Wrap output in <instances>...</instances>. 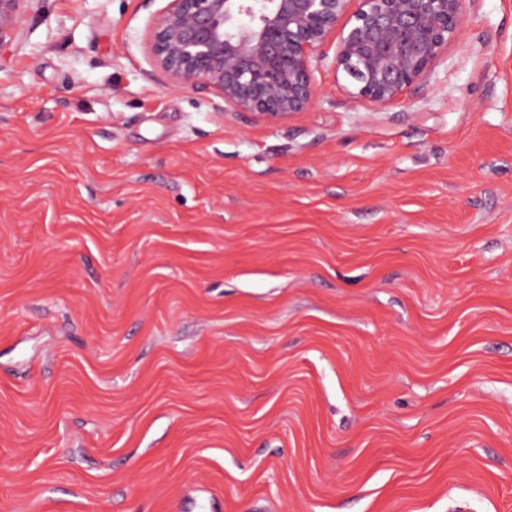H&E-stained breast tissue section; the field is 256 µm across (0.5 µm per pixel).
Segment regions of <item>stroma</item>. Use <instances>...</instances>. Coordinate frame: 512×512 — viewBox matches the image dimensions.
<instances>
[{"label": "stroma", "instance_id": "obj_1", "mask_svg": "<svg viewBox=\"0 0 512 512\" xmlns=\"http://www.w3.org/2000/svg\"><path fill=\"white\" fill-rule=\"evenodd\" d=\"M168 2L0 46V512H512V0L276 124L155 72Z\"/></svg>", "mask_w": 512, "mask_h": 512}]
</instances>
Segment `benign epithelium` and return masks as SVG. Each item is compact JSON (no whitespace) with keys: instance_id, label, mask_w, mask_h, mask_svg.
Masks as SVG:
<instances>
[{"instance_id":"obj_1","label":"benign epithelium","mask_w":512,"mask_h":512,"mask_svg":"<svg viewBox=\"0 0 512 512\" xmlns=\"http://www.w3.org/2000/svg\"><path fill=\"white\" fill-rule=\"evenodd\" d=\"M0 0V46L20 34V3ZM464 0H169L150 32L154 67L234 111L278 123L316 96L313 61L383 109L425 82L466 22ZM339 35L334 53L324 47Z\"/></svg>"}]
</instances>
